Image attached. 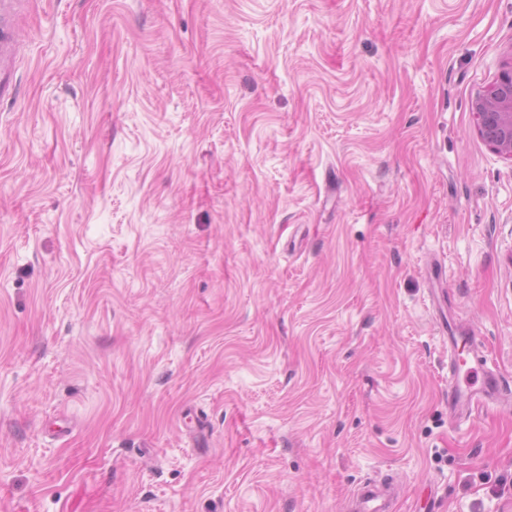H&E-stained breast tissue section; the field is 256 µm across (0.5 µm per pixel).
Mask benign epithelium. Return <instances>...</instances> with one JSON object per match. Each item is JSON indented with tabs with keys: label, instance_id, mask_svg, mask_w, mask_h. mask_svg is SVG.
Returning a JSON list of instances; mask_svg holds the SVG:
<instances>
[{
	"label": "benign epithelium",
	"instance_id": "obj_1",
	"mask_svg": "<svg viewBox=\"0 0 512 512\" xmlns=\"http://www.w3.org/2000/svg\"><path fill=\"white\" fill-rule=\"evenodd\" d=\"M477 133L499 156L512 161V65L473 103Z\"/></svg>",
	"mask_w": 512,
	"mask_h": 512
}]
</instances>
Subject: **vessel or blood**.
<instances>
[{"instance_id":"1","label":"vessel or blood","mask_w":512,"mask_h":512,"mask_svg":"<svg viewBox=\"0 0 512 512\" xmlns=\"http://www.w3.org/2000/svg\"><path fill=\"white\" fill-rule=\"evenodd\" d=\"M13 0H0V59L16 50V39L11 21ZM476 364L456 375L448 390V409L457 413L475 403L511 401L512 386L493 370L487 368L483 356H476ZM394 497L392 486L376 481L365 482L353 495L354 512H390Z\"/></svg>"}]
</instances>
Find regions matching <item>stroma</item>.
<instances>
[{"label": "stroma", "instance_id": "obj_1", "mask_svg": "<svg viewBox=\"0 0 512 512\" xmlns=\"http://www.w3.org/2000/svg\"><path fill=\"white\" fill-rule=\"evenodd\" d=\"M0 512H512V0H19ZM477 133L499 156L512 162V62L473 103ZM474 353L475 366L468 368L463 375L458 367L453 365L454 383L448 389V410L454 413L462 412L474 403L487 400H512V389L504 379L493 370L486 367V360L478 348V336H460ZM479 383V385H477ZM394 488L391 484L380 482H365L353 495V511L356 512H386L392 507Z\"/></svg>", "mask_w": 512, "mask_h": 512}]
</instances>
